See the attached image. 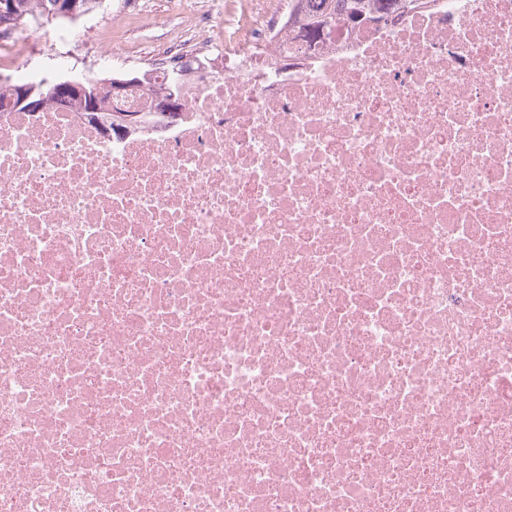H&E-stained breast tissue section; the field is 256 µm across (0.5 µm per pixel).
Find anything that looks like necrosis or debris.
I'll return each instance as SVG.
<instances>
[{"mask_svg": "<svg viewBox=\"0 0 512 512\" xmlns=\"http://www.w3.org/2000/svg\"><path fill=\"white\" fill-rule=\"evenodd\" d=\"M247 5L160 121L0 113V512H512V0ZM288 27L301 40L312 44L329 37L330 26L379 22L394 12L408 13L425 7L422 0H292ZM302 37V38H301ZM307 39V40H304Z\"/></svg>", "mask_w": 512, "mask_h": 512, "instance_id": "obj_1", "label": "necrosis or debris"}]
</instances>
